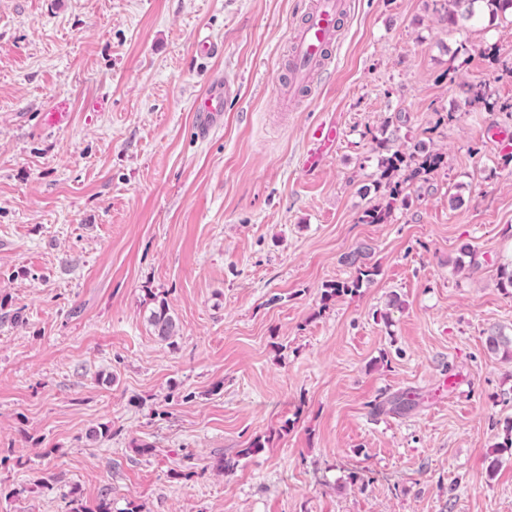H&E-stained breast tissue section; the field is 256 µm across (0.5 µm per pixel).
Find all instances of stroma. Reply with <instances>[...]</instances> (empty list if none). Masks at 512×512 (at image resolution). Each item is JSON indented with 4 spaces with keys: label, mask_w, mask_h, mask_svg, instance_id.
<instances>
[{
    "label": "stroma",
    "mask_w": 512,
    "mask_h": 512,
    "mask_svg": "<svg viewBox=\"0 0 512 512\" xmlns=\"http://www.w3.org/2000/svg\"><path fill=\"white\" fill-rule=\"evenodd\" d=\"M348 2L329 72L282 112L306 0H0V300L23 318L0 320V512L75 493L112 512H512V359L484 347L512 334V113L462 92L512 103V15ZM201 32L221 56H197ZM216 75L235 92L203 140L191 101ZM325 119L339 139L305 172ZM385 138L444 164L363 224ZM360 247L379 276L322 304ZM152 291L180 325L167 342ZM466 99L470 104L483 106L488 110H508L512 109V103H501L486 84H470L464 89ZM148 297L153 304L147 318L152 334L161 341L170 340L177 332V324L170 312L168 302L153 291L149 292Z\"/></svg>",
    "instance_id": "stroma-1"
}]
</instances>
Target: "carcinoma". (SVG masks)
Segmentation results:
<instances>
[{
	"instance_id": "obj_1",
	"label": "carcinoma",
	"mask_w": 512,
	"mask_h": 512,
	"mask_svg": "<svg viewBox=\"0 0 512 512\" xmlns=\"http://www.w3.org/2000/svg\"><path fill=\"white\" fill-rule=\"evenodd\" d=\"M483 9L490 18H495L507 10H512V0H446L444 12L452 24L465 23L471 20L477 9ZM466 99L471 104L481 105L488 110L512 109V104L500 102L494 97L490 87L485 84H470L464 89ZM444 158L440 153L428 151L423 145L417 144L410 153L399 149L387 153L379 159V173L374 180L375 189L383 188L388 193L389 201L362 210L359 221L364 224H385L389 221L393 204L397 201L406 206L408 197L403 195L402 184L428 182L429 176L443 166ZM406 172L403 181L396 180L400 172ZM365 254L359 249L344 257V262L353 268V274L344 281L330 284L324 290L322 301L328 302L341 296H355L360 289L371 284L379 274V267L363 261ZM476 265V254L469 244L459 248V256L455 260V268L463 270L467 266ZM148 297L153 304L147 322L152 334L161 341H167L175 336L177 324L170 312L166 299L148 291ZM485 347L488 353L512 357V336L505 335L501 330L492 329L485 337Z\"/></svg>"
}]
</instances>
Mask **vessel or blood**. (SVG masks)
<instances>
[{
    "label": "vessel or blood",
    "mask_w": 512,
    "mask_h": 512,
    "mask_svg": "<svg viewBox=\"0 0 512 512\" xmlns=\"http://www.w3.org/2000/svg\"><path fill=\"white\" fill-rule=\"evenodd\" d=\"M344 9V0H311L303 23L293 34V69L283 88L282 105H290L297 93L317 81L338 38ZM229 94V86L216 78L209 80L203 92L195 98L192 109L197 114L202 134H209L219 122ZM337 138L334 123L325 121L312 127L309 148L303 157L304 168L318 167L332 151Z\"/></svg>",
    "instance_id": "1"
}]
</instances>
